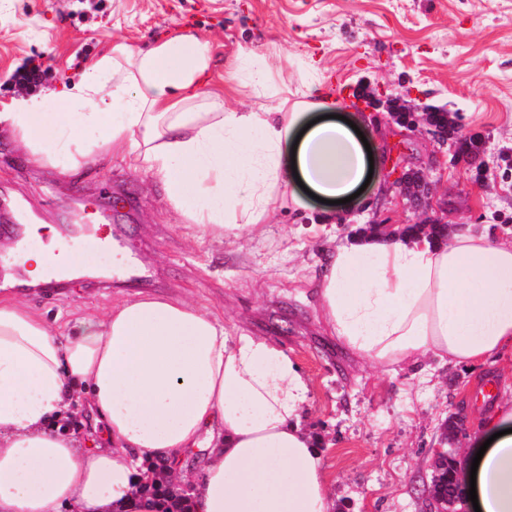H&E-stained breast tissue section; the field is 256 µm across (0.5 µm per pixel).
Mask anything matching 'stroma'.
<instances>
[{"label": "stroma", "mask_w": 512, "mask_h": 512, "mask_svg": "<svg viewBox=\"0 0 512 512\" xmlns=\"http://www.w3.org/2000/svg\"><path fill=\"white\" fill-rule=\"evenodd\" d=\"M201 36L212 45L210 89L224 107L273 105L234 78L238 56L264 58L281 92L315 68L336 114L353 118L370 95L437 106L462 117L463 133L484 141V184L448 168L435 188L448 224H492L512 232V0H0V112L21 95H44L114 40L146 48ZM36 67L38 84L18 76ZM0 201L41 225L40 237L71 241L69 225L93 222L97 238L125 257L123 267L92 263L89 272L21 288L37 313L59 325L100 313L126 296L153 293L207 306L229 332L278 340L301 367L311 402L302 423L320 439L334 512H430L433 456L448 426L456 450L480 413L479 390L512 389V357L469 370L442 367L420 385L350 357L320 317L312 278L329 237L345 240L368 223L407 226L419 217L366 187L343 223L320 224L324 205L282 209L246 251L194 245L145 172L111 156L78 168L29 162L0 139Z\"/></svg>", "instance_id": "35a3bbf8"}]
</instances>
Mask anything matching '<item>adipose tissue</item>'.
<instances>
[{"instance_id": "adipose-tissue-1", "label": "adipose tissue", "mask_w": 512, "mask_h": 512, "mask_svg": "<svg viewBox=\"0 0 512 512\" xmlns=\"http://www.w3.org/2000/svg\"><path fill=\"white\" fill-rule=\"evenodd\" d=\"M210 41L182 37L150 49L123 42L85 67L47 112L32 98L0 112V137L47 166L109 152L145 171L196 244L263 235L277 207L302 205L303 183L326 200L351 196L369 174L350 125L315 120L326 100L304 80L279 96L264 61L241 58L257 95L275 105L229 111L200 96ZM0 253L31 283L87 268L77 247ZM320 311L352 354L382 366L476 364L512 350V240L491 227L333 242L317 275ZM310 388L268 336L230 334L208 308L139 293L61 328L21 295L0 296V512H156L141 489L148 466L192 481L187 512H333L323 452L301 419ZM102 425L82 447L73 415ZM481 512H512V401L493 402L474 433ZM205 447L199 475L183 454Z\"/></svg>"}]
</instances>
